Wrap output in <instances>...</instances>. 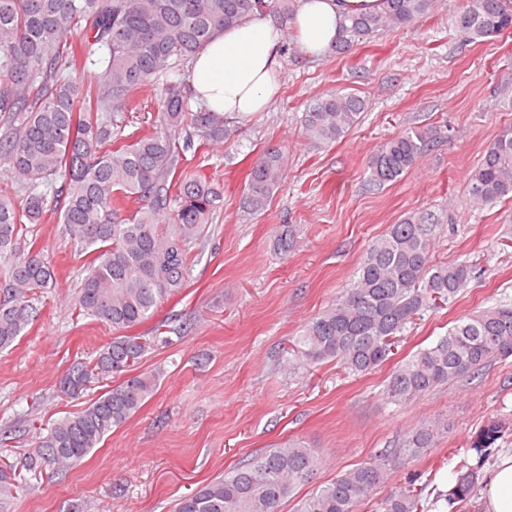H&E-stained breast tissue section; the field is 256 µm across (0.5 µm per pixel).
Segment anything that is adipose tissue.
Here are the masks:
<instances>
[{
    "label": "adipose tissue",
    "instance_id": "ef3b65f1",
    "mask_svg": "<svg viewBox=\"0 0 512 512\" xmlns=\"http://www.w3.org/2000/svg\"><path fill=\"white\" fill-rule=\"evenodd\" d=\"M381 0H296L289 30L305 51L331 53L350 15L378 12ZM284 32L258 13L219 31L191 64L194 100L232 117L265 111L278 96ZM481 512H512V452L499 454L480 499Z\"/></svg>",
    "mask_w": 512,
    "mask_h": 512
}]
</instances>
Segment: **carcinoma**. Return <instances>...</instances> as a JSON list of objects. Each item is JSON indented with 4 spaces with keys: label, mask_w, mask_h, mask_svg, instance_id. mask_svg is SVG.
Wrapping results in <instances>:
<instances>
[{
    "label": "carcinoma",
    "mask_w": 512,
    "mask_h": 512,
    "mask_svg": "<svg viewBox=\"0 0 512 512\" xmlns=\"http://www.w3.org/2000/svg\"><path fill=\"white\" fill-rule=\"evenodd\" d=\"M293 0H0V112L17 122L0 137V163L24 191L22 208L0 200V350L13 346L38 317L34 301L53 288L55 270L41 252L19 255L23 226L42 223L60 210L88 260L76 305L79 312L117 332L88 364H72L59 390L80 396L94 377L128 372L149 347L127 331L150 319L158 305L185 288L191 250L207 237L220 194L205 176L180 169L174 132L192 126L199 144L231 141L224 115L190 108L189 85L172 80L160 97L161 127L126 142L118 110L142 87L173 73L195 56L221 27L258 12L288 21ZM438 0H382L375 14L352 17L350 37L410 27L432 13ZM467 42L512 31V0H464L454 16ZM82 31L85 60L98 66L88 78L67 54L66 27ZM107 54L98 55L101 47ZM367 108L364 98L331 93L303 113L306 138L329 144L346 137ZM448 138L437 127H408L386 140L367 162L369 183L395 182L437 143ZM288 160L278 148L263 150L243 189V205L263 210L286 178ZM479 205L512 198V128L486 147L469 178ZM135 210L125 214L128 203ZM434 224L408 215L390 225L363 256L353 279L329 307L296 337V357L306 364L336 361L353 375L384 363L414 320L450 302L478 271L463 262L435 264ZM512 355V307L495 305L462 317L434 346L402 363L386 387L395 403L410 402L435 387L475 374ZM159 373L123 379L80 411L56 421L25 469L64 471L99 447L154 394ZM447 423L434 420L408 433L403 456L376 459L347 470L300 499L295 512H358L396 464L433 446ZM500 426L482 428L472 447L489 448ZM315 450L293 439L212 480L178 500L175 512H280L295 489L313 479ZM479 473L459 471L450 500L475 491ZM379 512H425L422 490L409 483L379 504Z\"/></svg>",
    "instance_id": "obj_1"
}]
</instances>
